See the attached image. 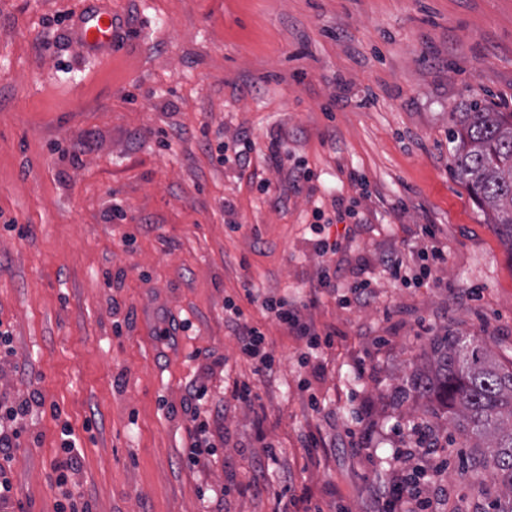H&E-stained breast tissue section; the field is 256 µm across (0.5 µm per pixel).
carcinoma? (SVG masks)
<instances>
[{"label":"carcinoma","mask_w":512,"mask_h":512,"mask_svg":"<svg viewBox=\"0 0 512 512\" xmlns=\"http://www.w3.org/2000/svg\"><path fill=\"white\" fill-rule=\"evenodd\" d=\"M448 138L455 143L454 172L512 252V112L476 101L458 113ZM409 392L448 411L472 448V466L490 468L510 495L507 504L496 500L489 509L512 512V368L460 336H436L429 363L413 376Z\"/></svg>","instance_id":"carcinoma-1"}]
</instances>
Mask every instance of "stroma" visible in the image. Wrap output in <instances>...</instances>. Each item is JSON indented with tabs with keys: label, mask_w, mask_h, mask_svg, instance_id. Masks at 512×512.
<instances>
[{
	"label": "stroma",
	"mask_w": 512,
	"mask_h": 512,
	"mask_svg": "<svg viewBox=\"0 0 512 512\" xmlns=\"http://www.w3.org/2000/svg\"><path fill=\"white\" fill-rule=\"evenodd\" d=\"M92 8L121 21L118 46H82ZM475 99L512 112V0H0V324L14 348L0 394L43 399L13 465L15 512H57L66 423L88 512H371L416 422L448 457L425 489L434 512H483L501 488L468 466L465 437L436 404L396 396L446 333L512 364V252L448 142ZM240 134L281 138L311 180L296 191L259 153L247 169L218 153ZM338 202L362 222L314 225L315 204ZM320 239L342 248L318 255ZM432 245L446 256L435 284L396 282L382 262L398 253L415 274ZM326 265L335 286L308 303ZM357 279L369 305L342 301ZM249 282L306 302L331 346L286 335ZM229 298L280 359L272 384L225 329ZM173 318L188 330L160 339ZM236 379L258 400L229 402L222 448L191 463L193 410ZM350 435L364 448L341 447ZM258 459L262 494L246 487Z\"/></svg>",
	"instance_id": "35a3bbf8"
}]
</instances>
